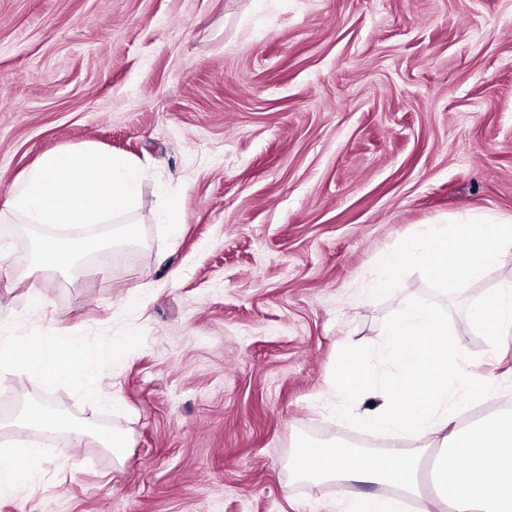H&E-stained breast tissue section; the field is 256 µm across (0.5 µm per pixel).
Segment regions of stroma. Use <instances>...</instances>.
I'll list each match as a JSON object with an SVG mask.
<instances>
[{"label": "stroma", "instance_id": "1", "mask_svg": "<svg viewBox=\"0 0 512 512\" xmlns=\"http://www.w3.org/2000/svg\"><path fill=\"white\" fill-rule=\"evenodd\" d=\"M87 144L145 167L144 239L105 275L0 274V331L128 353L81 391L0 370V445L46 399L85 430L77 470L28 432L44 472L0 512H336L356 487L288 460L301 441L369 448L336 416L339 362L376 364L404 302L447 313L467 371L512 380L464 323L512 255L465 284L414 264L373 289L424 226L512 223V0H0V200ZM95 438L102 448L112 452L116 460L122 462L120 448L126 447L125 436L120 432L112 431L109 428H99L94 431Z\"/></svg>", "mask_w": 512, "mask_h": 512}]
</instances>
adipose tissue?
<instances>
[{
  "label": "adipose tissue",
  "mask_w": 512,
  "mask_h": 512,
  "mask_svg": "<svg viewBox=\"0 0 512 512\" xmlns=\"http://www.w3.org/2000/svg\"><path fill=\"white\" fill-rule=\"evenodd\" d=\"M512 252V224H432L385 255L379 270L388 277L412 263L421 264L438 284L478 278L485 266ZM469 329L487 336L492 347L512 335V281L500 284L491 298L473 304L465 318ZM385 370H370L355 352L343 368L348 381L339 414L357 426L396 439L419 443L411 453L380 454L339 440L298 443L289 467L296 480H329L340 486L367 485L347 498L343 512H405L418 501V512H512V413L485 416L470 426L460 412L488 401L497 382L469 380L463 372V347L440 308L408 302L382 323ZM120 341L101 343L86 352L80 341L59 346L53 337L18 341L0 336V366L14 368L19 379L51 386L84 384L86 365L104 366L122 353ZM381 403L360 409L366 391ZM44 470L39 449L24 439L0 448V497L33 485Z\"/></svg>",
  "instance_id": "1"
}]
</instances>
